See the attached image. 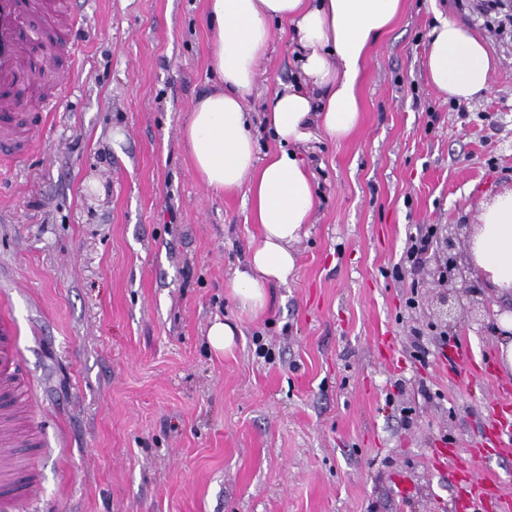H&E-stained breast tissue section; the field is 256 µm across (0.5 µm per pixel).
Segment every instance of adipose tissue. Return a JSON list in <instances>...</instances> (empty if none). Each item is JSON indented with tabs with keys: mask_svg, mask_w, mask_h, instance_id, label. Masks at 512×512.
<instances>
[{
	"mask_svg": "<svg viewBox=\"0 0 512 512\" xmlns=\"http://www.w3.org/2000/svg\"><path fill=\"white\" fill-rule=\"evenodd\" d=\"M404 0H206L218 86L193 102L183 130L190 164L210 190L245 192L260 235L228 285L242 309L263 310L267 284L287 283L295 244L316 207L313 180L295 150L310 122L331 139L350 136L361 118L365 59L402 12ZM290 23L300 48L302 82L275 91L265 123L280 150L257 158L246 102L272 38L271 20ZM493 63L467 29L443 20L429 34L426 76L441 94L470 101L489 91ZM322 91L314 100L309 86ZM470 255L487 285L512 296V191L493 197L478 216Z\"/></svg>",
	"mask_w": 512,
	"mask_h": 512,
	"instance_id": "1",
	"label": "adipose tissue"
}]
</instances>
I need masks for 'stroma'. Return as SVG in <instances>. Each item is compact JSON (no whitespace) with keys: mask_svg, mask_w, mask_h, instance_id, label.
I'll return each mask as SVG.
<instances>
[{"mask_svg":"<svg viewBox=\"0 0 512 512\" xmlns=\"http://www.w3.org/2000/svg\"><path fill=\"white\" fill-rule=\"evenodd\" d=\"M82 15L40 85L74 64L83 81L40 148L0 169V313L37 386L41 512H468L484 477L512 500L495 439L512 417L496 399L512 390L506 302L482 287L438 315L449 225L512 190V39L473 0H406L369 54L358 128L333 141L314 125L299 147L319 204L294 275L253 315L227 288L258 233L249 204L205 187L182 136L216 81L205 0H88ZM440 18L485 41L487 95L456 104L429 84ZM270 28L247 103L261 157L277 147L266 102L299 74L290 25ZM218 316L240 329L225 354L207 338ZM434 234L433 225H429L426 233L411 238V244L404 252L400 263H397L392 269V275L395 279L402 278L406 269H413L418 266L423 254L428 251Z\"/></svg>","mask_w":512,"mask_h":512,"instance_id":"35a3bbf8","label":"stroma"}]
</instances>
